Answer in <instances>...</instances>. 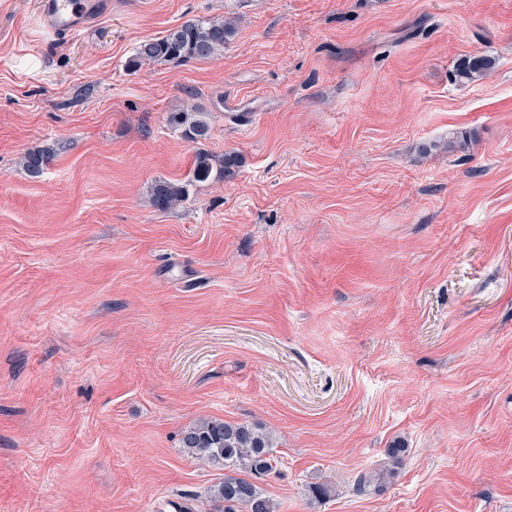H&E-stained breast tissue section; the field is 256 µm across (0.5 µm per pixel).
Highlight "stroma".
Instances as JSON below:
<instances>
[{
	"label": "stroma",
	"instance_id": "obj_1",
	"mask_svg": "<svg viewBox=\"0 0 512 512\" xmlns=\"http://www.w3.org/2000/svg\"><path fill=\"white\" fill-rule=\"evenodd\" d=\"M208 418L270 432L278 512H512V0H0V512H220ZM41 15L47 27L58 37L67 38L109 12V0H41ZM234 33V26L224 20L187 21L161 38L139 42L130 65L209 59L224 51ZM495 61L487 56H469L459 64V75L463 78L472 79L480 76L494 68ZM207 115L201 109L175 111L170 114L168 121L175 127H185L186 137L199 143L201 140L207 139L209 134ZM57 151L58 148L55 145H47L27 152L22 159L25 172L31 177L40 176L57 155ZM219 164L220 174H229L230 168L236 163L237 156L224 155V158L217 159L208 151L199 148L196 150L193 162V177L199 181L207 180L213 171V162ZM184 190L177 184L168 181H159L153 189L155 204L160 208H169L183 197Z\"/></svg>",
	"mask_w": 512,
	"mask_h": 512
}]
</instances>
